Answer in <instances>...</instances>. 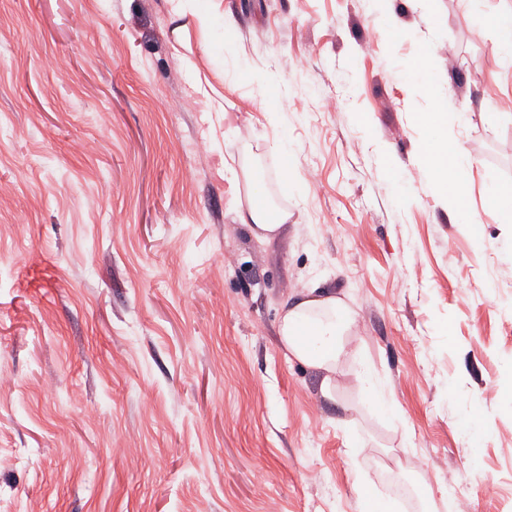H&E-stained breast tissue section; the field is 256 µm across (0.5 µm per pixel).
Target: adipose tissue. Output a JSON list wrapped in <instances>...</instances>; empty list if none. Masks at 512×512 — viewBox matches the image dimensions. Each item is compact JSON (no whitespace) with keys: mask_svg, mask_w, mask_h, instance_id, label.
I'll return each mask as SVG.
<instances>
[{"mask_svg":"<svg viewBox=\"0 0 512 512\" xmlns=\"http://www.w3.org/2000/svg\"><path fill=\"white\" fill-rule=\"evenodd\" d=\"M431 55V50H424L418 67L421 87L433 102L422 120L434 133L433 141L421 156V164L448 207L461 211L465 208L464 175L471 161L456 144L455 125L460 115L448 109V95L438 88L429 63ZM237 218L253 237L268 241L276 237L288 215L271 213L255 201L247 210L238 211ZM355 325L356 319L348 306L329 293L303 298L282 312L280 344L289 357L321 371L324 397L334 394V377L342 359L349 354L347 337Z\"/></svg>","mask_w":512,"mask_h":512,"instance_id":"1","label":"adipose tissue"}]
</instances>
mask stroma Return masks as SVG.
<instances>
[{
	"label": "stroma",
	"instance_id": "1",
	"mask_svg": "<svg viewBox=\"0 0 512 512\" xmlns=\"http://www.w3.org/2000/svg\"><path fill=\"white\" fill-rule=\"evenodd\" d=\"M510 11L0 0V512H512ZM428 47L471 231L420 165ZM314 290L357 316L332 401L278 339ZM237 218L239 224L247 226L253 237L269 241L279 233L283 224L287 222L288 215L286 212H281L273 216L265 205L254 201L246 212L238 210Z\"/></svg>",
	"mask_w": 512,
	"mask_h": 512
}]
</instances>
